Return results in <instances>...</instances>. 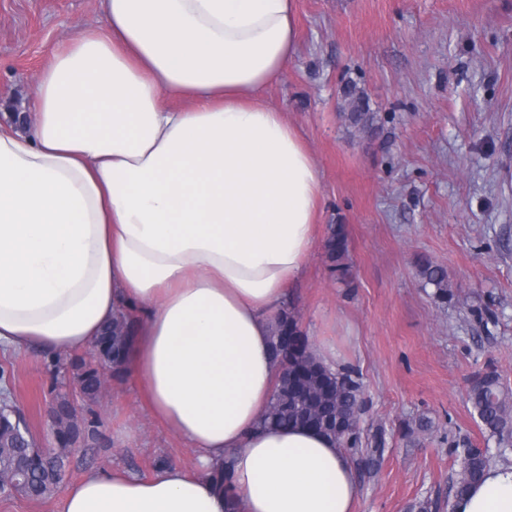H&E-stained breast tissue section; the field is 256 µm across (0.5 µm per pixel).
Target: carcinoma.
I'll return each instance as SVG.
<instances>
[{"mask_svg":"<svg viewBox=\"0 0 512 512\" xmlns=\"http://www.w3.org/2000/svg\"><path fill=\"white\" fill-rule=\"evenodd\" d=\"M353 112L348 114L355 125L368 126L374 115L364 111L361 97L349 92ZM330 273L339 282H348L350 273L347 263L349 240L342 224L330 226L324 242ZM419 276L427 285L435 287L434 296L442 304L452 299L448 288L446 270L425 258L418 264ZM133 324L123 315L106 328V334L98 340V351L112 361V376L120 379L125 375L123 356L132 337ZM272 346L279 365L286 368L279 375L278 383L270 400L265 422L279 427L308 426L326 433L349 456L366 465L378 462L385 450V434L378 429L365 434L359 426L348 431L333 429L329 422L338 416L355 415L363 404L362 384L350 370L331 371L317 363L308 352L305 337L294 312L286 310L273 329ZM73 384L82 392V401L93 403L100 394L101 377L82 357L71 359ZM469 402L484 429L496 438L502 448L512 446V389L500 376L489 371L476 378L469 391ZM90 417H81L80 423L70 426L68 439L80 441L86 431H96L99 416L89 411ZM460 459V470L451 491L458 497L478 482L491 465L487 453L476 448L451 449ZM67 462L59 463L56 457L34 447L33 437L25 416L20 409H0V476L16 481L6 496H24L41 500L57 488L66 475Z\"/></svg>","mask_w":512,"mask_h":512,"instance_id":"carcinoma-1","label":"carcinoma"}]
</instances>
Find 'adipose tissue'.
Instances as JSON below:
<instances>
[{"mask_svg":"<svg viewBox=\"0 0 512 512\" xmlns=\"http://www.w3.org/2000/svg\"><path fill=\"white\" fill-rule=\"evenodd\" d=\"M295 0H101L54 46L27 124L0 127V348L89 347L117 312L127 370L193 449L69 485L57 512H354L336 442L259 428L270 326L317 244L321 178L262 94L298 49ZM232 457L231 493L210 472ZM451 512H512L493 465Z\"/></svg>","mask_w":512,"mask_h":512,"instance_id":"obj_1","label":"adipose tissue"}]
</instances>
